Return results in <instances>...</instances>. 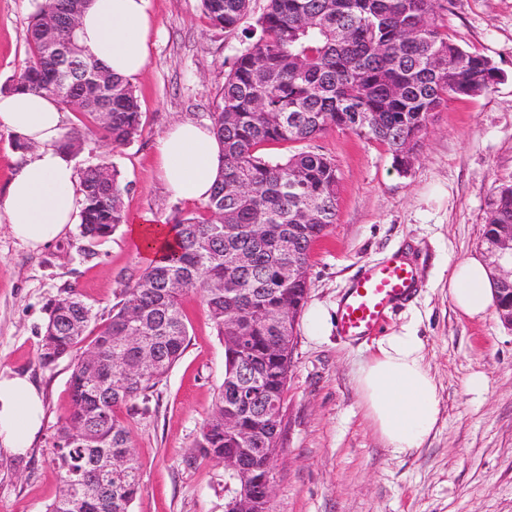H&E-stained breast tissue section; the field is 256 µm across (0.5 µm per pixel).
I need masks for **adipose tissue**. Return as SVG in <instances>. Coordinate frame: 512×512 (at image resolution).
<instances>
[{"mask_svg": "<svg viewBox=\"0 0 512 512\" xmlns=\"http://www.w3.org/2000/svg\"><path fill=\"white\" fill-rule=\"evenodd\" d=\"M155 22L147 0H91L81 17L80 39L112 73L134 80L146 68ZM66 113L53 98L33 92L0 94V133L32 145L0 195V223L38 249L60 239L83 207L79 177L60 147ZM156 162L168 192L188 202L206 200L222 163V147L210 124L178 122L158 137ZM448 295L464 315L487 314L496 301L482 257L455 264ZM365 414L385 447H421L440 412L438 385L414 331L381 337L357 371ZM43 401L26 377L0 372V446L24 454L42 425Z\"/></svg>", "mask_w": 512, "mask_h": 512, "instance_id": "ef3b65f1", "label": "adipose tissue"}]
</instances>
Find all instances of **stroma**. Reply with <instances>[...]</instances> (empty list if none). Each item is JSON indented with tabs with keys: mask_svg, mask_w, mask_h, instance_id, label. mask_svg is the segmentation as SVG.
<instances>
[{
	"mask_svg": "<svg viewBox=\"0 0 512 512\" xmlns=\"http://www.w3.org/2000/svg\"><path fill=\"white\" fill-rule=\"evenodd\" d=\"M35 0H0V86L28 58ZM156 21L151 58L133 84L142 132L108 146L88 134V117L68 127L86 136L71 154L76 170L105 162L126 190L125 226L77 252V228L40 249L0 224V371L28 375L42 390L43 427L25 455L0 448V512H44L59 476L50 462L54 429L69 405L70 362L38 361L49 303L75 289L106 319L146 260L127 227L196 214L173 198L156 166L155 143L173 123L210 120L241 30L212 28L201 0H147ZM441 24L462 49L487 56L502 78L476 97L452 98L436 112L412 165L398 170L385 147L347 129L301 143H268L265 156L300 150L331 157L337 168V216L312 248L308 306H339L365 266L404 253L420 288L396 307L383 333L417 329L440 395L437 428L423 447L386 448L365 417L354 378L373 340L313 336L307 315L296 324L293 367L283 403L282 450L274 470V512H512V328L497 311L460 313L448 297V271L483 254L490 203L512 183V0H448ZM183 310L188 345L131 421V446L143 470L133 512H226L236 484L222 466L198 457L195 441L224 379V345L199 298ZM486 388H467L473 376Z\"/></svg>",
	"mask_w": 512,
	"mask_h": 512,
	"instance_id": "35a3bbf8",
	"label": "stroma"
}]
</instances>
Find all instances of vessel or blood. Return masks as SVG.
<instances>
[{"mask_svg": "<svg viewBox=\"0 0 512 512\" xmlns=\"http://www.w3.org/2000/svg\"><path fill=\"white\" fill-rule=\"evenodd\" d=\"M418 288L416 272L403 256L366 266L351 282L337 310V333L359 340L373 336L390 312Z\"/></svg>", "mask_w": 512, "mask_h": 512, "instance_id": "b4317fda", "label": "vessel or blood"}]
</instances>
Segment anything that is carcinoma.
Instances as JSON below:
<instances>
[{"instance_id":"obj_1","label":"carcinoma","mask_w":512,"mask_h":512,"mask_svg":"<svg viewBox=\"0 0 512 512\" xmlns=\"http://www.w3.org/2000/svg\"><path fill=\"white\" fill-rule=\"evenodd\" d=\"M201 2L213 28L232 31L252 0ZM88 4L37 3L26 65L0 92L52 96L90 117L98 138L125 145L141 133L131 83L79 44L74 67L58 62ZM441 8L442 0H267L210 113L224 167L202 213L174 217L175 249L149 263L103 323L95 324L91 306L72 289L48 309L38 361L48 367L71 359V404L53 436L60 487L45 512H131L142 488L131 411L184 353L182 301L191 293L225 351L224 380L195 448L233 472L239 498L257 492L278 455L283 418L259 421L237 389L256 378L258 403L282 401L311 247L336 223L338 183L336 164L324 154L272 159L257 148L341 128L384 146L407 170L442 105L484 93L500 78L488 57L448 39L438 24ZM81 186L79 236L89 243L111 237L125 223L119 172L89 166ZM500 224L512 225V185L493 202L483 243ZM290 248L299 267L292 279L284 275ZM80 345L95 351L99 375L76 353Z\"/></svg>"}]
</instances>
